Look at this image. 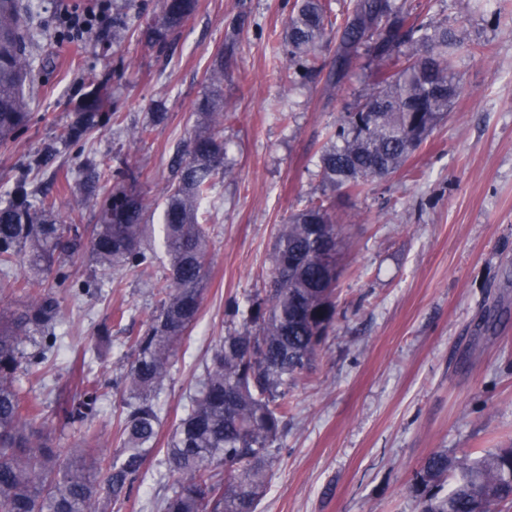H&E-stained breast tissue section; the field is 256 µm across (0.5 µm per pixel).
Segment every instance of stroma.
I'll list each match as a JSON object with an SVG mask.
<instances>
[{"label":"stroma","instance_id":"35a3bbf8","mask_svg":"<svg viewBox=\"0 0 512 512\" xmlns=\"http://www.w3.org/2000/svg\"><path fill=\"white\" fill-rule=\"evenodd\" d=\"M411 2L464 38L462 92L403 170L348 196L322 181L318 151L357 103L368 72L354 67L337 90L320 76L283 93L277 73L292 0H198L163 50L133 33L158 11V0H133L125 12L129 33L117 43L108 33L66 37L63 11L87 0H26L36 81L27 129L0 144V198L25 170L36 198L60 199L87 224L99 199L78 189L84 153L126 164L139 191L159 194L195 128L204 72L216 55L224 57L231 171L203 209L210 261L200 318L158 397L159 448L130 499L106 512H159L170 495L163 453L170 427L232 320L230 300L264 288L276 227L301 197H336L344 238L335 331L314 368L288 390L292 412L260 512H419L412 478L431 452L512 445V0ZM476 43L485 44L484 58L470 54ZM120 60L128 69L117 80L111 73ZM91 75L109 77L117 117L84 148H70L59 135ZM159 102L166 120L146 143L130 141L128 130L145 124ZM285 107L293 115L286 125L277 118ZM49 146L55 159L28 170ZM151 246L149 276H126L91 295L76 284L57 291L60 347L42 377L25 375L21 383L48 412L61 454L77 435L51 412L79 366L105 392L85 427L105 452L119 448L122 393L112 384L132 360L129 338L144 332L158 306L166 264L160 227Z\"/></svg>","mask_w":512,"mask_h":512}]
</instances>
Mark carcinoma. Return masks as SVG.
Wrapping results in <instances>:
<instances>
[{
	"instance_id": "cac0c4a2",
	"label": "carcinoma",
	"mask_w": 512,
	"mask_h": 512,
	"mask_svg": "<svg viewBox=\"0 0 512 512\" xmlns=\"http://www.w3.org/2000/svg\"><path fill=\"white\" fill-rule=\"evenodd\" d=\"M196 8L197 0H160L145 38L165 48ZM332 30L339 47L336 69L327 72L321 47ZM282 41L279 80L285 89L324 72L328 85L338 87L353 61L367 57L371 81L357 106L340 115L319 155L323 182L350 193L403 168L460 94L454 55L461 34L415 12L408 0H349L339 13L335 0H294ZM32 77L25 4L0 0V142L15 140L27 128ZM206 82L195 105L197 126L174 158L175 180L158 199L126 185L124 169H113L106 179L107 170L90 159L83 188L101 197L94 224L78 223L55 201L33 200L24 173L0 202V293L21 300L19 311L0 314V512H99L106 502L128 499L143 475L162 426L155 396L201 310L210 251L201 206L229 173L223 60L207 69ZM76 111L78 120L62 141L81 146L111 119L103 84H94ZM159 206L165 282L146 330L130 339L133 360L121 381L120 448L109 458L96 438L81 431L102 398L99 382L81 372L56 410L79 431L78 447L63 458L20 376L36 374L57 347L61 302L55 289L72 276L67 258L89 249L94 281L146 274L153 256L142 241ZM341 232L334 201L326 195L304 200L277 225L264 296L247 299L242 323L221 338L172 426L165 463L173 487L163 512H258L291 411L288 386L311 368L334 329ZM22 254L27 266L19 272ZM54 264L56 281L50 282L43 273ZM28 344L38 351L26 353ZM413 489L420 512H503L512 507V447L479 455L438 450L415 471Z\"/></svg>"
}]
</instances>
